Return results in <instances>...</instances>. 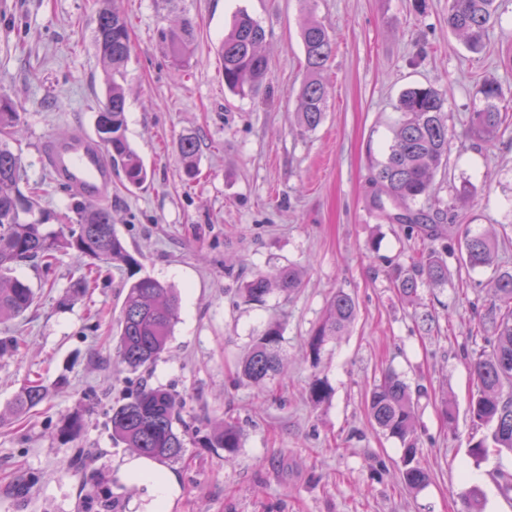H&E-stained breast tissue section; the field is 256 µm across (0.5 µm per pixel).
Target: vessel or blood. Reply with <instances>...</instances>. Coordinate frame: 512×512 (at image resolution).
<instances>
[{
  "label": "vessel or blood",
  "instance_id": "b4317fda",
  "mask_svg": "<svg viewBox=\"0 0 512 512\" xmlns=\"http://www.w3.org/2000/svg\"><path fill=\"white\" fill-rule=\"evenodd\" d=\"M51 175L89 202H105L112 192V170L97 142L85 134L52 138L44 144Z\"/></svg>",
  "mask_w": 512,
  "mask_h": 512
}]
</instances>
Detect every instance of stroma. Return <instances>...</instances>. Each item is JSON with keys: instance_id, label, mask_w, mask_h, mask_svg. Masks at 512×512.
I'll return each instance as SVG.
<instances>
[{"instance_id": "obj_1", "label": "stroma", "mask_w": 512, "mask_h": 512, "mask_svg": "<svg viewBox=\"0 0 512 512\" xmlns=\"http://www.w3.org/2000/svg\"><path fill=\"white\" fill-rule=\"evenodd\" d=\"M97 8V0H0V92L20 115L14 149L60 212L69 192L44 166L41 146L96 131L104 96L92 45ZM122 8L134 45L126 135L151 177L128 189L113 174L107 204L144 272L179 288L180 321L169 353L132 372L116 356L124 271L101 269L93 288L64 307L80 261L59 255L49 276L20 269L36 301L0 324V336L20 340L17 352L0 358V410L26 378L41 377L50 392L22 419L0 425V512H104L107 504L111 512H144L151 489L127 481L135 455L113 444L108 417L143 379L182 402L185 454L157 466L175 486L170 512H460L461 495L474 485L484 512H512V497L497 486L500 475L512 476V455L468 453L489 433L472 425L467 409L493 271L461 269L452 257L445 287L424 285L414 302L402 300L391 277L422 242L370 209L373 167L400 120L402 91L433 86L447 98L452 149L431 206L455 223L507 235L496 262L512 268V124L490 146L469 124L487 83L502 88L512 113V0H503L479 53L449 27L448 0H178L177 10L198 23L186 71L156 41L167 16L159 0H122ZM241 10L264 27L269 59L267 80L246 98L225 90L215 55ZM310 16L331 27L336 48L323 74L324 120L304 131L300 31ZM189 133L199 140L194 180L180 157ZM465 180L474 194L461 205L455 189ZM288 266L304 274L293 294L274 292L262 306L239 297L253 274ZM339 288L354 296L357 319L312 362L309 333ZM272 321L283 328V372L261 388L233 384L253 336ZM390 371L422 391L417 414L430 481L416 492L400 483L399 442L374 428L365 405L367 390ZM62 375L68 386L54 388ZM316 377L330 388L318 404L307 395ZM76 412L82 428L62 438L63 419ZM227 415L241 429L231 456L200 443ZM23 476L35 480L26 491Z\"/></svg>"}]
</instances>
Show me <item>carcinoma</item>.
<instances>
[{"label": "carcinoma", "instance_id": "cac0c4a2", "mask_svg": "<svg viewBox=\"0 0 512 512\" xmlns=\"http://www.w3.org/2000/svg\"><path fill=\"white\" fill-rule=\"evenodd\" d=\"M93 42L105 74L104 100L98 111L97 132L107 161L122 171L127 183L143 186L149 172L140 154L126 136V95L123 85L131 57L128 24L119 0H99ZM497 0H448V26L472 52L481 51L489 30L499 19ZM197 25L184 14L169 26L157 30V41L178 67L190 66ZM265 29L248 13L235 15L229 32L217 49L224 75V87L241 98L251 95L269 73V60L262 47ZM308 78L300 91L299 125L306 131L323 121L327 86L322 73L335 51L329 29L314 17L301 29ZM483 107L471 113V128L491 142L508 121L500 111L502 89L492 83L481 89ZM445 94L433 86H415L402 92L398 109L403 119L394 131L385 158L377 163L371 204L391 224L405 228L428 242L416 252L410 267L394 279L404 300L417 296L427 284L440 288L448 284V240L460 236L463 250L459 263L469 270L492 266L497 252L496 236L474 233L469 225L447 224L444 212L433 214L418 206L435 195V177L448 164L450 137L444 112ZM19 113L11 97L0 93V322L19 318L34 304L36 293L25 280L15 275L16 268L36 265L52 271L61 254L89 259L92 266L102 264L124 269L128 286L117 320V354L133 372L147 370L167 350L178 321L179 295L176 289L149 274H140L138 261L129 253L112 224V210L89 203L78 194L61 215L41 206L44 190L30 185L21 157L11 141L18 133ZM180 152L185 175L198 174L197 137L181 139ZM56 223L58 229L46 225ZM301 272L288 267L270 278L259 272L239 289L247 303L262 305L275 290L292 293L299 287ZM493 298L483 320L490 324L487 347L471 360L479 386L470 403L473 424L490 428V434L469 446V455L483 459L491 452L512 453V270H499L490 283ZM355 298L339 288L327 303L321 320L312 328L308 340L313 360L324 346L345 333L355 322ZM282 332L270 324L252 340L242 360L238 379L261 385L280 374ZM49 387L39 378L27 380L8 402L2 419H19L41 404ZM181 403L175 394L162 387L143 384L122 403L112 406V440L138 456L159 462L177 461L185 452V434L177 430ZM368 411L373 424L383 435L402 447L400 473L403 486L419 490L429 481V472L419 459L420 427L410 386L395 372L387 373L368 394ZM240 432L228 419L214 427L203 439L207 448H222L233 454L239 447ZM461 512H483L478 487L461 496Z\"/></svg>", "mask_w": 512, "mask_h": 512}]
</instances>
